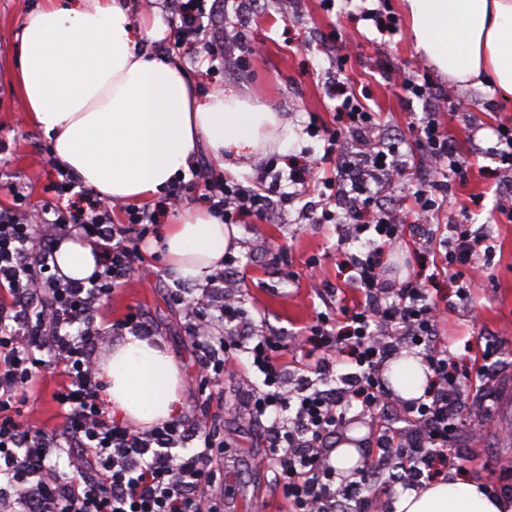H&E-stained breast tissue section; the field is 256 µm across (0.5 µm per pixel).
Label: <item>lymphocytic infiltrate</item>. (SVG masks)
<instances>
[{"label":"lymphocytic infiltrate","instance_id":"f902f5d3","mask_svg":"<svg viewBox=\"0 0 512 512\" xmlns=\"http://www.w3.org/2000/svg\"><path fill=\"white\" fill-rule=\"evenodd\" d=\"M171 37L175 47L202 45L213 59L230 60L240 44L235 29H224L207 43L205 13L199 0H168ZM336 112L342 128L328 135L326 158L335 160L334 175L315 178L307 164L295 165L292 185L318 181L329 200L344 198L342 214L354 222V238H366L367 249L336 251L338 267L352 271L360 294L356 306L341 317L322 313L306 338L314 357V376L300 375L294 387L284 385L285 362L281 332L259 334L239 323L241 300L225 291L222 300L185 298L208 356L204 370L222 374L230 363L262 377L235 412L256 422L268 420L267 465L276 472L291 512H337L341 500L356 504V512H369L379 491H368L366 466H358L354 480H337L326 448L343 426L352 401L367 411L386 405L387 388L381 378L383 363L405 347L419 349L430 371L423 398L389 407L392 421L380 428L377 446L390 463L389 484L418 487L422 480L439 478L454 465L448 447L465 424L463 390L486 389L492 353L479 364L462 370L447 343L438 337L443 310L426 288L413 280L402 282L381 270L384 248L401 236L407 222L422 223L435 214L439 186L421 184L412 195L411 211L386 204L372 183L401 175L400 143H372L366 169H359L347 152L346 136L367 135L377 127L376 114L353 91L336 88ZM419 147L434 172L457 171L451 139L434 117L420 121ZM192 186L203 191L212 212L223 223H238L241 215L266 216L280 185L253 181L245 186L214 177L204 167L195 169ZM50 218L35 224L25 209L0 211V512H219L214 488L221 472L212 465L227 442L207 420L187 427L177 418L140 431L116 420L101 398V382L93 350L109 339L97 325L100 300L123 287L140 258V242L157 222L155 211L143 208L128 213V221L115 224L100 200L69 211L60 202L47 203ZM323 210L320 223L335 220ZM455 247L446 252L458 268L461 289L477 288L488 277L478 240L467 225H453ZM78 235L101 246L103 257L89 281H65L52 274L49 260L57 241ZM224 324L220 336L210 332L213 319ZM79 333H71L75 323ZM351 366L340 385L328 390L316 376L332 374L338 357ZM57 371L65 381L53 398L62 410L60 429L47 431L23 418L20 408L36 391L42 372ZM197 443L195 453L179 455V447ZM83 472L80 486L70 485L65 469Z\"/></svg>","mask_w":512,"mask_h":512}]
</instances>
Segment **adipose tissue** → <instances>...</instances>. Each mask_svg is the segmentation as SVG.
Wrapping results in <instances>:
<instances>
[{"label": "adipose tissue", "mask_w": 512, "mask_h": 512, "mask_svg": "<svg viewBox=\"0 0 512 512\" xmlns=\"http://www.w3.org/2000/svg\"><path fill=\"white\" fill-rule=\"evenodd\" d=\"M417 51L462 85L512 94V0H404ZM10 78L30 122L62 169L112 204H142L164 192L206 145L218 169L257 158L281 120L233 94L199 97L171 59L150 55L124 0H42L23 19ZM168 265L186 278L211 273L232 234L203 208L164 231ZM55 264L84 280L97 252L79 237L59 244ZM105 397L130 422L157 424L179 411L180 371L147 341L127 336L102 362ZM394 512H505L477 483L451 476L400 495Z\"/></svg>", "instance_id": "1"}]
</instances>
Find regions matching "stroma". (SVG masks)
Instances as JSON below:
<instances>
[{"mask_svg":"<svg viewBox=\"0 0 512 512\" xmlns=\"http://www.w3.org/2000/svg\"><path fill=\"white\" fill-rule=\"evenodd\" d=\"M40 2L0 0V209L14 206L17 190L25 195L26 206L36 211L59 198L67 204L77 198L73 192L60 194L50 143L42 131L29 124L9 78L22 20ZM387 4L400 27L399 34L391 38L359 19V0H336L330 12L323 10L320 0H296L294 9L286 14L279 11L277 0H262L260 11L248 19L241 63H212L175 49L170 56L182 65L201 95L233 91L279 114L288 126V143L282 149L271 147L259 159L272 161L273 175L282 180L289 175L291 161H313L324 154L323 137L310 136L308 126L340 127L332 80L369 90L370 105L378 114V139L398 134L405 140L400 147L405 173L385 189L391 204L404 202L425 173L416 147L418 133L408 123L411 114L423 113L427 106L418 99L408 100L399 81L388 78L387 73L408 72L417 66L430 83L447 87L449 102L439 121L453 140L461 170L449 174L445 203L433 222L441 228L470 225L487 250L489 277L483 286L461 295L455 277L443 268L438 245H425L415 224L405 226L382 260L390 278L421 280L426 273L414 263L412 254L425 248L433 252L437 268L434 286L439 298L448 302L440 324L442 338L466 363L473 362L486 346L496 348L500 363L493 369L490 388L497 396L512 393V222L500 212L501 207L512 205V176L506 175L491 152L496 143L495 127L512 122V99H504L492 84L463 86L437 72L414 49L402 0H387ZM317 198V186H309L291 201L279 204L273 218L252 216L237 227L235 268L245 277L242 319L257 331L280 329L288 345L285 358L291 365L303 359L306 328L314 324L317 314L339 313L342 307L352 305L355 296L347 274L336 268V248L345 243L357 252L361 246L351 242L350 225L312 223L305 205ZM273 252L278 261H270ZM141 253L130 282L100 303L101 320L110 325L132 311L142 315L151 330L150 343L178 363L181 415L216 412L223 399L244 401L248 390L261 379L254 374L241 377L235 365L226 366L223 374L209 380L207 398H195L189 391L204 355L189 331L185 310L173 302L172 295L217 293L221 283L208 274L193 280L176 276L155 237L142 243ZM313 258L322 268L317 277L311 276L308 268ZM464 401L467 419H482L485 428L477 437L465 426L457 432L453 446L461 466L456 476L487 485L512 479V440L506 438L512 427L499 419L497 401H486L484 394L470 390L465 391ZM378 420V413L364 411L361 403H354L336 439L343 442L350 432H357L361 458L373 456ZM215 427L228 439L229 447L214 464L231 469L235 476L234 486L216 490L224 500V512H286L288 501L273 472H261L254 466L267 450L266 434L240 426L228 416L221 417Z\"/></svg>","mask_w":512,"mask_h":512,"instance_id":"obj_1","label":"stroma"}]
</instances>
